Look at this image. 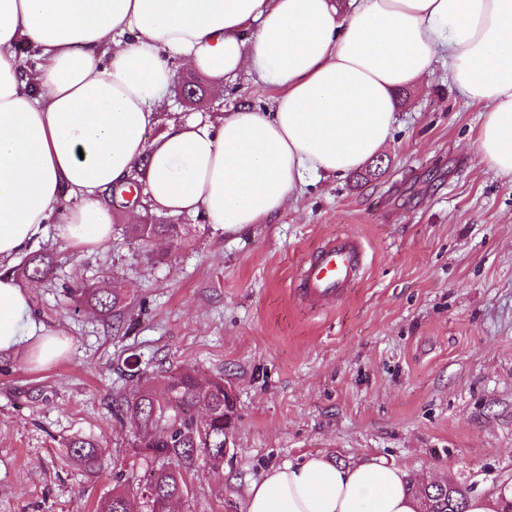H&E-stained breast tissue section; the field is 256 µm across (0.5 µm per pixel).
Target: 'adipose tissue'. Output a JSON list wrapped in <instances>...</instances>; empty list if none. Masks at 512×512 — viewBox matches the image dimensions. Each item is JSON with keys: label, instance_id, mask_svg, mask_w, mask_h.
<instances>
[{"label": "adipose tissue", "instance_id": "1", "mask_svg": "<svg viewBox=\"0 0 512 512\" xmlns=\"http://www.w3.org/2000/svg\"><path fill=\"white\" fill-rule=\"evenodd\" d=\"M41 62L24 72L18 48ZM440 59L469 104L481 160L512 178V0H0V261L49 224L68 244L112 233L105 192L143 166L151 212H203L227 229L270 222L309 175L343 178L378 156L398 90ZM215 92L248 71L278 87L219 123L164 119L174 69ZM39 336L30 292L0 273V352ZM407 472L382 457L319 456L253 480L245 512H417Z\"/></svg>", "mask_w": 512, "mask_h": 512}]
</instances>
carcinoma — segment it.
Listing matches in <instances>:
<instances>
[{
	"instance_id": "cac0c4a2",
	"label": "carcinoma",
	"mask_w": 512,
	"mask_h": 512,
	"mask_svg": "<svg viewBox=\"0 0 512 512\" xmlns=\"http://www.w3.org/2000/svg\"><path fill=\"white\" fill-rule=\"evenodd\" d=\"M149 223L131 226L132 240L142 246L163 239L177 243L188 233L176 218L159 219L148 215ZM10 272L31 281L52 282L53 258L35 252ZM68 298L77 306H90L105 317L121 307L116 288H93L86 284L67 289ZM232 412L224 395V378L201 383L194 370L176 369L165 377L158 390L140 383L129 393L112 396V415L125 425L131 424L132 448L144 456L146 467L132 476L126 485L104 494L96 512H129L131 498H140L143 512H166L167 507L189 494V474L198 459L216 470L224 463V414ZM73 460L87 473L102 476L101 449L86 438L70 440ZM420 502V512H465L467 491L447 482L412 485Z\"/></svg>"
}]
</instances>
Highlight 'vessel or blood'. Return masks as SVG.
<instances>
[{
  "mask_svg": "<svg viewBox=\"0 0 512 512\" xmlns=\"http://www.w3.org/2000/svg\"><path fill=\"white\" fill-rule=\"evenodd\" d=\"M364 250L360 241L339 238L328 242L299 268L297 279L303 298L319 301L335 295L362 271Z\"/></svg>",
  "mask_w": 512,
  "mask_h": 512,
  "instance_id": "1",
  "label": "vessel or blood"
}]
</instances>
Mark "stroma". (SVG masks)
Returning <instances> with one entry per match:
<instances>
[{
  "label": "stroma",
  "instance_id": "35a3bbf8",
  "mask_svg": "<svg viewBox=\"0 0 512 512\" xmlns=\"http://www.w3.org/2000/svg\"><path fill=\"white\" fill-rule=\"evenodd\" d=\"M277 93L242 72L206 106L172 94L167 109L214 120L242 103L268 111ZM396 100L379 176L310 177L271 223L227 232L184 215L195 230L179 245L143 248L116 207L110 239L83 249L48 226L39 246L58 285L32 289V315L71 344L42 365L27 344L0 353V512H95L113 482L72 464L67 441L93 439L108 467L142 471L111 397L135 371L174 366L223 376L236 401L234 450L219 470L199 466L184 512H244L263 470L309 454L382 456L471 495L512 487V180L475 152L481 109L443 62ZM337 235L363 243L362 276L300 304L299 265ZM106 269L123 296L111 323L61 290Z\"/></svg>",
  "mask_w": 512,
  "mask_h": 512
}]
</instances>
